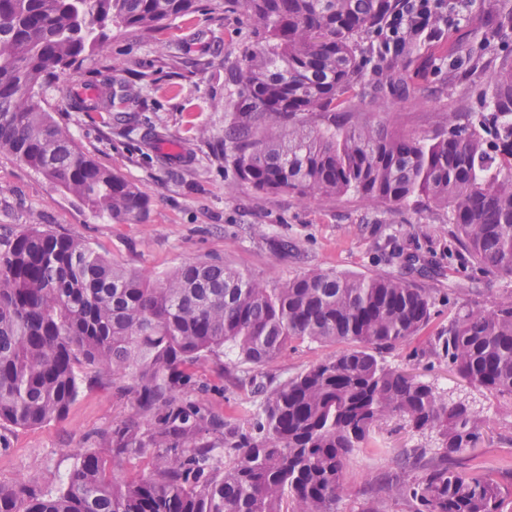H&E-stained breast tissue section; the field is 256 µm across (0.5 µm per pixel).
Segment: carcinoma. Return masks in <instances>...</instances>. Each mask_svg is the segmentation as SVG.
Masks as SVG:
<instances>
[{"mask_svg": "<svg viewBox=\"0 0 512 512\" xmlns=\"http://www.w3.org/2000/svg\"><path fill=\"white\" fill-rule=\"evenodd\" d=\"M254 19L242 59L224 63V177L267 193L349 191L391 207L451 208L454 240L488 273L512 275V58L486 72L484 98L447 128L407 136L363 112L437 89L512 48V5L475 19L460 0H234ZM197 0H0V152L114 224L141 221L149 197L97 165L45 106L52 75L110 27L157 31ZM112 93L78 97L109 112ZM431 289L334 271L267 288L222 263L186 262L155 279L84 241L32 228L0 234V423L66 416L81 370H132L145 424L122 422L79 460L56 494L0 486V512H336L347 461L396 418L436 432L440 452L403 457L411 512H502L512 490L465 466L485 439L480 416L379 354L431 320ZM348 348L266 390L252 430L184 389L229 349L260 367L293 343ZM431 351L464 381L512 396V303L455 313ZM131 451L149 472L112 476Z\"/></svg>", "mask_w": 512, "mask_h": 512, "instance_id": "1", "label": "carcinoma"}]
</instances>
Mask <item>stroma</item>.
<instances>
[{"instance_id":"1","label":"stroma","mask_w":512,"mask_h":512,"mask_svg":"<svg viewBox=\"0 0 512 512\" xmlns=\"http://www.w3.org/2000/svg\"><path fill=\"white\" fill-rule=\"evenodd\" d=\"M254 23L224 0H199L198 9L171 21L167 30L112 29L95 53L55 78L47 91L54 117L99 165L122 175L149 199L136 224H111L61 191L16 157L0 152V232L33 227L82 239L112 263L155 278L187 262L220 261L264 286L312 270L358 276H393L432 289V322L413 340L383 351L385 362L422 374L440 396L480 414L488 441L471 463L500 482L512 483V397L468 384L429 349V341L460 308L484 309L512 302V277L481 272L467 252L453 248L449 210L422 202L395 210L356 193L336 197L267 194L224 178V108L230 91L224 64L238 60ZM124 85L126 122L105 112H86L74 101L78 85ZM484 88L482 73L370 111L366 119L388 130L422 135L474 110ZM171 141L181 155L159 149ZM422 256L427 274L405 262ZM336 346L291 344L255 369V384L227 387L223 369L239 370L235 357L211 363L188 396L219 412L237 409L242 422L259 412L264 396L311 364L335 355ZM130 377L83 376L77 401L59 421L35 428L0 423V485L36 480L55 492L81 451L97 447L113 425L137 420L127 389ZM376 447L360 448L345 469V490L336 512H361L377 503L382 512H410L397 483L415 471L402 463L404 448L438 446L435 432H416L398 420L375 431Z\"/></svg>"}]
</instances>
